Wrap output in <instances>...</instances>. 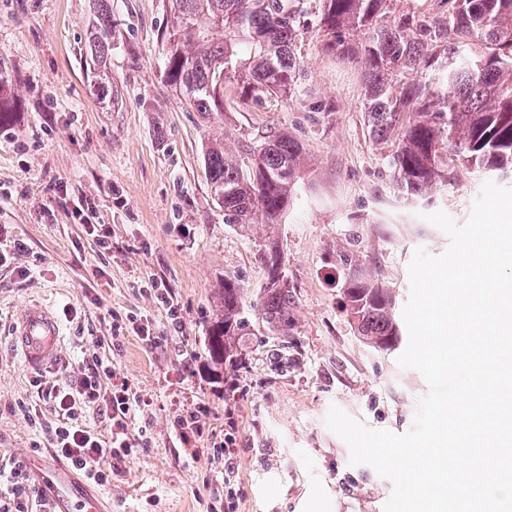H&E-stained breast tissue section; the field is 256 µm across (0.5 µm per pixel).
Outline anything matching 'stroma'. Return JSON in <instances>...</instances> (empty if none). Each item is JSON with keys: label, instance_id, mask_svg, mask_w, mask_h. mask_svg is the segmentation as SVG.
Instances as JSON below:
<instances>
[{"label": "stroma", "instance_id": "stroma-1", "mask_svg": "<svg viewBox=\"0 0 512 512\" xmlns=\"http://www.w3.org/2000/svg\"><path fill=\"white\" fill-rule=\"evenodd\" d=\"M111 4L112 94L101 98L86 78L91 0H0V90L18 106L0 123V225L17 242L0 264V465L52 454L19 411L34 394V372L15 354L10 325L31 302L68 306L74 317L62 323L53 375H76L81 355L116 330L107 357L152 399L131 425L147 432L149 448L105 485L112 512H305L313 498L321 512H383L391 482L350 465L327 414L335 405L403 434L429 388L398 366L399 350H374L358 335L343 307L353 271L343 258L363 263L404 308L415 249L439 256L450 243L427 215L465 223L487 175L453 161L433 194L402 195L392 144L369 135L365 75L324 51L316 0L307 2L293 100L230 108L208 126L161 77L172 0ZM278 129L304 149L286 223L272 231L225 223L205 175L208 141L236 150ZM80 211L104 225L109 253L79 224ZM270 236L285 257L288 333L252 317L236 365L216 373L204 341L216 292L229 276L262 303L260 250ZM156 282L177 300L179 321L153 301ZM136 320L152 322L156 347L133 332ZM199 405L206 431L187 446L174 421ZM228 435L236 445L226 461L215 447Z\"/></svg>", "mask_w": 512, "mask_h": 512}]
</instances>
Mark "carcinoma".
<instances>
[{
  "label": "carcinoma",
  "mask_w": 512,
  "mask_h": 512,
  "mask_svg": "<svg viewBox=\"0 0 512 512\" xmlns=\"http://www.w3.org/2000/svg\"><path fill=\"white\" fill-rule=\"evenodd\" d=\"M326 51L364 68L370 135L393 139L391 164L406 195L421 198L442 181V152L487 175H512V0H445L448 17L389 16L387 0H319ZM86 76L96 95L109 96L112 9L92 0ZM303 0H174L176 23L167 39L165 83L205 123L224 119L238 100L292 99L300 70L296 54ZM485 51H470L472 40ZM302 145L273 133L250 150L248 164L213 140L204 162L224 209V223H285L296 200ZM267 298L262 318L288 326V284L278 240L262 252ZM345 307L366 344L391 350L399 340L391 292L355 273L343 285ZM249 327L244 289L226 278L206 336L212 367L233 363Z\"/></svg>",
  "instance_id": "carcinoma-1"
}]
</instances>
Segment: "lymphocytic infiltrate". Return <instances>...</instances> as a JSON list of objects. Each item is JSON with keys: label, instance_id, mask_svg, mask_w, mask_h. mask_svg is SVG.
<instances>
[{"label": "lymphocytic infiltrate", "instance_id": "obj_1", "mask_svg": "<svg viewBox=\"0 0 512 512\" xmlns=\"http://www.w3.org/2000/svg\"><path fill=\"white\" fill-rule=\"evenodd\" d=\"M111 342V337L99 338L97 352L83 357L76 377L35 376L31 385L39 402L20 406L26 421L43 424L48 445L56 455L98 483L108 479L109 468L117 467L147 445L145 438L131 433L130 426L135 415L144 411L150 401L134 391L128 379L120 376L115 365L102 355V348ZM45 405L55 413L54 421L47 424L41 421V408ZM90 408L110 420L109 440H102L82 421V413Z\"/></svg>", "mask_w": 512, "mask_h": 512}]
</instances>
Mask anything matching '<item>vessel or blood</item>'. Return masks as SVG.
Returning a JSON list of instances; mask_svg holds the SVG:
<instances>
[{
  "label": "vessel or blood",
  "instance_id": "obj_1",
  "mask_svg": "<svg viewBox=\"0 0 512 512\" xmlns=\"http://www.w3.org/2000/svg\"><path fill=\"white\" fill-rule=\"evenodd\" d=\"M11 334L16 350L32 369L55 366L61 348V325L51 308L26 306L13 323ZM31 476L50 512H109L101 492L85 486L60 462H39Z\"/></svg>",
  "mask_w": 512,
  "mask_h": 512
}]
</instances>
